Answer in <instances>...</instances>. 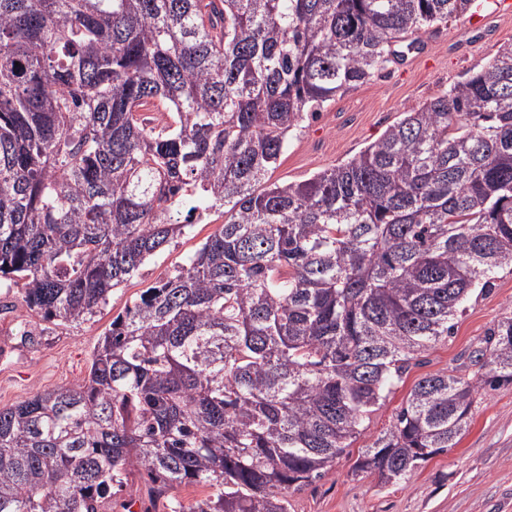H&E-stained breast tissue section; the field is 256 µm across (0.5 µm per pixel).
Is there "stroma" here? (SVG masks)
Masks as SVG:
<instances>
[{
    "label": "stroma",
    "instance_id": "obj_1",
    "mask_svg": "<svg viewBox=\"0 0 512 512\" xmlns=\"http://www.w3.org/2000/svg\"><path fill=\"white\" fill-rule=\"evenodd\" d=\"M492 40L470 46L467 15L440 25L432 51L410 53L357 88L338 95L316 119L302 122L271 174L295 182L348 160L381 137L404 113L489 65L500 46L512 43V19H488ZM207 213L192 232L148 259L137 276L113 292L97 316L81 325L50 326L32 345L0 332V407L38 392L80 382L87 376L100 335L130 299L185 263L223 224ZM512 315V271L501 270L491 290L471 299L455 320L451 336L418 354L405 379L365 422V429L321 480L292 492L291 512H512V386L483 387L476 396L468 431L456 447L439 454L409 479L384 485L371 473L353 474L361 448L393 424L414 382L429 373H464L468 354L502 318Z\"/></svg>",
    "mask_w": 512,
    "mask_h": 512
}]
</instances>
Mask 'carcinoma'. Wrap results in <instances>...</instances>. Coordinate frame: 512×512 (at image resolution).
Here are the masks:
<instances>
[{
  "mask_svg": "<svg viewBox=\"0 0 512 512\" xmlns=\"http://www.w3.org/2000/svg\"><path fill=\"white\" fill-rule=\"evenodd\" d=\"M476 0H0V289L93 319L195 215L224 224L99 337L74 386L0 408V512H290L512 270V44L347 161L270 181L306 116ZM419 378L353 465L384 485L512 385V316ZM207 488L185 504L182 486ZM130 501L134 504L129 511L124 509L123 506ZM146 506H149L146 487L139 477L135 479L134 483L130 482L122 492L117 493L112 498V510L114 512H143V507Z\"/></svg>",
  "mask_w": 512,
  "mask_h": 512,
  "instance_id": "cac0c4a2",
  "label": "carcinoma"
}]
</instances>
